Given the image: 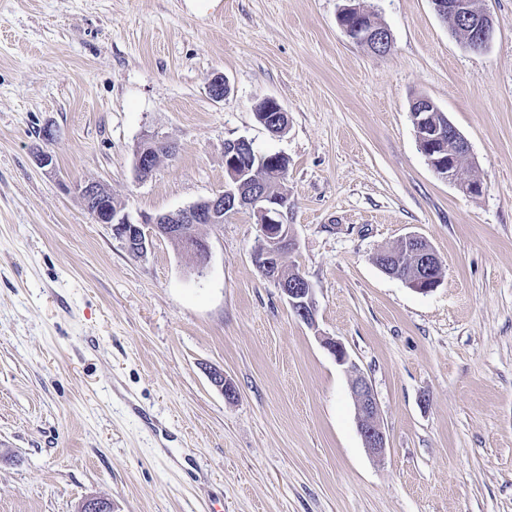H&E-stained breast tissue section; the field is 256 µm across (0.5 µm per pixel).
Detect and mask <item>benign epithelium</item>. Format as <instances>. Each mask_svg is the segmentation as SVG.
Returning <instances> with one entry per match:
<instances>
[{
    "label": "benign epithelium",
    "mask_w": 512,
    "mask_h": 512,
    "mask_svg": "<svg viewBox=\"0 0 512 512\" xmlns=\"http://www.w3.org/2000/svg\"><path fill=\"white\" fill-rule=\"evenodd\" d=\"M434 9L443 20L453 19L464 28L467 38L464 45L472 51L485 49L495 34L494 22L484 6V0H432ZM337 22L345 35L354 43L365 46L378 54L391 50L392 37L387 28L373 23L371 14L359 0H343ZM266 113L262 125L273 135L281 133L288 122V113L273 98L265 99ZM433 102L420 97L413 104L412 124L421 152L432 170L440 178L454 184L467 195L482 193V182L463 167V159L470 157V149L461 132L452 124L439 125L433 121ZM448 140L452 148L444 155L439 143ZM173 151V145L156 133H148L140 141L134 158L137 176L143 178L153 171L160 150ZM254 151L253 142L239 137L224 143V167L228 182L224 190L198 201L184 209L157 216H144L133 221L121 206H112V193L101 182H88L76 186L86 209L98 224L112 226L113 234L127 251L139 257L147 250L149 239L164 237L179 243L183 250L199 257H209V245L195 229L201 224H222L224 213L240 208L249 209L256 217L259 235L254 250V260L261 274L274 282L293 312L303 321L312 324L316 318V300L311 283L303 276L289 280L282 274L280 258L294 247L291 225L288 224V196L279 192L278 183L259 180L246 167V158ZM406 245L418 254L419 274L406 285L426 293L437 288L442 276L434 274L441 261L433 247L422 237L408 234L402 237ZM325 346L337 363L353 367L345 347L328 338ZM352 393L357 410V426L364 447L369 454L380 457L387 449V439L379 418L377 399L371 384L363 375L352 383Z\"/></svg>",
    "instance_id": "1"
}]
</instances>
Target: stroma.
I'll list each match as a JSON object with an SVG mask.
<instances>
[{"label": "stroma", "instance_id": "1", "mask_svg": "<svg viewBox=\"0 0 512 512\" xmlns=\"http://www.w3.org/2000/svg\"><path fill=\"white\" fill-rule=\"evenodd\" d=\"M341 4L0 0V512H512V0H486L479 52L431 0H361L384 55L344 34ZM420 96L467 139L480 196L420 152ZM269 97L278 137L255 117ZM148 132L175 149L141 179ZM241 136L288 158L284 262L314 324L261 275L251 211L201 226L198 275L162 237L131 256L76 190L103 182L134 219L174 211L223 190ZM409 233L442 261L432 292L374 262ZM264 101L267 108L261 119L262 125L273 135L281 134V128L288 122L287 112L276 99L267 98ZM352 393L357 410V426L369 454L383 456L387 449V439L379 418L377 399L371 384L363 375H358L352 383Z\"/></svg>", "mask_w": 512, "mask_h": 512}]
</instances>
